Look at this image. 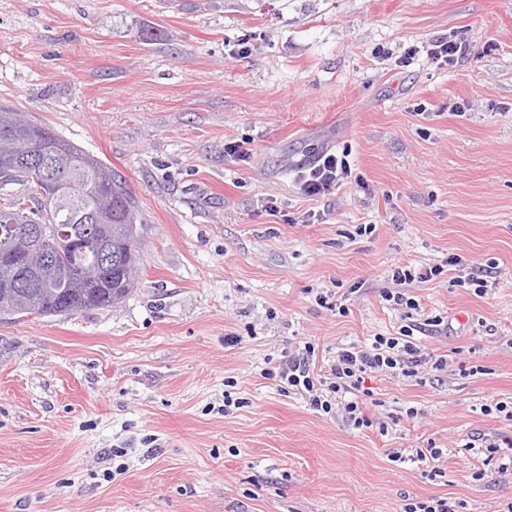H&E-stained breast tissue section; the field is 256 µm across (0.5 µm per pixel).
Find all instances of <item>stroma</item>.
<instances>
[{"label":"stroma","instance_id":"obj_1","mask_svg":"<svg viewBox=\"0 0 512 512\" xmlns=\"http://www.w3.org/2000/svg\"><path fill=\"white\" fill-rule=\"evenodd\" d=\"M438 39L463 43L454 65L427 60ZM0 104L121 172L144 221L122 302L0 318V512L512 499V480H474L482 460L458 447L501 432L480 408L512 397V0H0ZM326 150L351 173L307 196L296 175ZM451 254L495 284L479 297L449 271L413 282L449 318L423 342L471 351L481 374L373 379L375 416L399 419L384 435L262 377L299 343L324 364L396 330L379 297L391 265ZM335 287L347 315L316 301ZM228 392L244 407L225 411ZM430 438L441 477L388 456Z\"/></svg>","mask_w":512,"mask_h":512}]
</instances>
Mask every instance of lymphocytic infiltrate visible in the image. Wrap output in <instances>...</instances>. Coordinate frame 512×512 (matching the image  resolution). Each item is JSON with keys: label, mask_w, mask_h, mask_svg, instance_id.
I'll return each instance as SVG.
<instances>
[{"label": "lymphocytic infiltrate", "mask_w": 512, "mask_h": 512, "mask_svg": "<svg viewBox=\"0 0 512 512\" xmlns=\"http://www.w3.org/2000/svg\"><path fill=\"white\" fill-rule=\"evenodd\" d=\"M349 170L345 156L322 153L303 171L301 188L311 197L325 195L347 176ZM448 266L455 272L453 281L456 286L473 288L480 296L487 293L488 281L480 277L478 266L467 263L456 254L448 257L444 265L436 264L419 271L400 262L394 263L391 267L393 285L381 291L380 296L400 314L402 324L397 331L374 335L363 345L341 348L325 366L317 362L315 345L305 343L303 348L264 370V377L275 380L281 391L307 395L313 410L339 413L355 428L375 426L380 433H387V424H375L366 412L374 401V390L368 382L380 375L417 381L422 376H432L447 369L450 353L425 346L420 337L426 333L447 334L448 320L440 315L422 314L419 302L408 293L407 286L415 281H433ZM481 411L501 419L507 429L492 438L468 435L464 450L480 456L483 463L482 470L474 472L473 477L481 480L492 473L501 479L512 478V401L485 404Z\"/></svg>", "instance_id": "f902f5d3"}]
</instances>
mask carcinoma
Listing matches in <instances>:
<instances>
[{
    "mask_svg": "<svg viewBox=\"0 0 512 512\" xmlns=\"http://www.w3.org/2000/svg\"><path fill=\"white\" fill-rule=\"evenodd\" d=\"M24 133L34 137L54 154L56 163L44 176L29 162L16 158L21 151L17 123ZM14 185L13 193L0 196V231L8 225L41 224L49 229L55 224H86L84 215L93 210L98 198L110 199L109 220L112 238L107 243L110 261L94 264L75 254L64 243L55 244L56 258L75 269L70 287L39 291L27 306L8 310L7 316L22 320L29 315L51 317L108 309L120 303L134 288V281L122 277V267L139 264L142 222L139 207L127 189L122 174L81 147L61 138L52 129L32 123L7 106H0V183ZM51 189H71L72 202L61 208L45 209L38 195ZM21 271L7 257H0V302L20 291Z\"/></svg>",
    "mask_w": 512,
    "mask_h": 512,
    "instance_id": "cac0c4a2",
    "label": "carcinoma"
}]
</instances>
